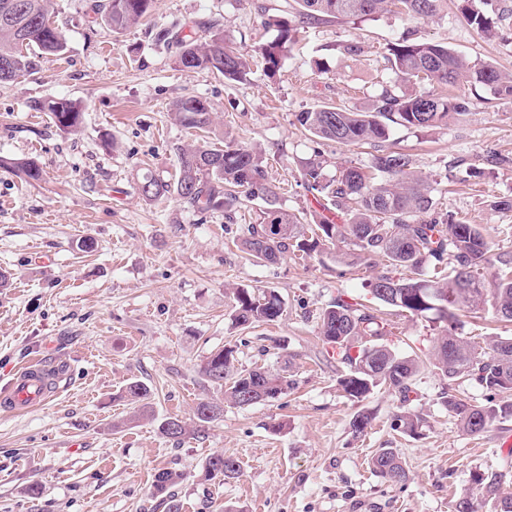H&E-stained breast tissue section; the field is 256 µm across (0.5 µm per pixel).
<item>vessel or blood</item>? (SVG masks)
<instances>
[{"label":"vessel or blood","instance_id":"vessel-or-blood-1","mask_svg":"<svg viewBox=\"0 0 512 512\" xmlns=\"http://www.w3.org/2000/svg\"><path fill=\"white\" fill-rule=\"evenodd\" d=\"M61 375L34 361L13 373L11 380L0 387V409L9 412H28L48 404Z\"/></svg>","mask_w":512,"mask_h":512}]
</instances>
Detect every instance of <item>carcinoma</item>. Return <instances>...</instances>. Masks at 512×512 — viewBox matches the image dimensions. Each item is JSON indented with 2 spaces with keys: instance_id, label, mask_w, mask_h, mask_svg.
Wrapping results in <instances>:
<instances>
[{
  "instance_id": "obj_1",
  "label": "carcinoma",
  "mask_w": 512,
  "mask_h": 512,
  "mask_svg": "<svg viewBox=\"0 0 512 512\" xmlns=\"http://www.w3.org/2000/svg\"><path fill=\"white\" fill-rule=\"evenodd\" d=\"M444 0H297L301 6L299 21L277 17L268 21L276 28L275 38L259 47V56L268 74L277 72L287 46L295 39L298 23L368 16L378 11L395 10L410 20L431 18ZM462 14L477 29L490 33L495 29L492 16L484 6L489 0H462ZM154 0H90L89 10L112 31L119 32L149 15ZM205 29L210 39L204 43L189 31L165 27L150 30L152 40L176 50L179 66L208 69L228 81H239L250 70L248 56L224 46V30L216 21ZM67 39L51 17L50 0H0V81H11L36 71L41 59L62 56ZM391 69L403 83L427 81L456 87L459 92L438 96L426 91L382 90L378 99L362 110L351 111L341 104H325L299 113L296 119L317 144H369L375 149L369 170L349 166L338 177H328L321 151L305 161L299 170L302 184L326 215L318 224H303L297 215L283 210L278 188L269 183L261 155L234 141L224 148H177L179 175L170 184L152 175L143 177L140 194L159 198L175 193L201 214L232 210L240 194L259 196L265 203L260 221L248 224L239 240L240 248L260 263L273 264L286 253L310 257L326 244L343 243L350 247L351 260L373 255L385 258L386 271L369 280L372 297L382 305L411 317L435 313L437 319L456 321L457 312L474 309L491 296L498 321L512 323V259H499L492 287L487 289L476 277L488 262L490 247L478 224L417 216L431 211L433 199L425 181L414 175L412 154L386 149L382 143L394 126L422 130L448 123L463 115L469 107L465 86L479 83L498 97H512V75L493 64H470L462 55L445 45L406 40L389 47ZM34 108L49 112L56 128L64 133L78 130L82 121L80 104L66 98L34 103ZM181 124L203 129L213 124L208 103L188 96L174 104ZM0 169L26 181H37L42 170L37 161L0 156ZM387 175L394 182H377L375 176ZM280 224L284 233L270 236L268 227ZM232 324L248 328L273 322L284 312L283 301L271 288H238L233 292ZM386 319L371 313L360 303L338 298L320 315V335L330 346L336 361L346 368L338 379L342 391L352 400L362 401L374 388L384 385L410 400L413 381L424 368L418 356L403 354L382 342ZM491 351L477 348L467 338L444 334L437 338L431 364L438 375L452 383L463 377L475 379L498 396L483 404H471L449 394L445 403L471 435L483 433L495 422L512 419V336H493ZM233 350L210 353L201 373L224 390L222 399H203L194 407L197 426L190 430L177 417L159 425L161 434L176 442L224 413V402L239 407L270 401L288 393L291 382L281 372L263 368L232 371ZM150 389L141 381L129 383L124 398L134 413H148ZM400 433L416 436L423 427L422 418L403 411L394 418ZM372 473L388 482L402 483L408 472L393 448H381L369 462ZM206 477L226 481L240 475L238 461L222 453L206 463ZM181 475L161 470L155 476V495L165 512H182V504L173 492Z\"/></svg>"
}]
</instances>
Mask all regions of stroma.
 <instances>
[{"mask_svg":"<svg viewBox=\"0 0 512 512\" xmlns=\"http://www.w3.org/2000/svg\"><path fill=\"white\" fill-rule=\"evenodd\" d=\"M88 5L52 0L67 53L0 83V156L33 159L42 169L31 182L0 170V272L10 276L0 288V384L36 359L63 373L46 406L0 411V512H158L153 483L161 469L181 473L174 491L183 512H455L463 496L477 512H497L498 496H512V454L501 450L512 419L472 436L448 411L444 393L471 403L489 393L470 378L447 383L429 367L445 323L431 314L387 316L389 342L426 362L405 406L424 420L418 436L391 427L405 408L398 394L381 386L357 402L338 385L344 367L327 352L319 316L339 297L376 308L365 285L382 271V257L346 273L339 243L305 261L256 263L233 241L256 223L261 199L243 196L232 211L203 217L176 194L148 199L138 185L147 173L176 181V146L220 148L231 139L262 154L284 210L312 213L317 204L299 169L313 144L299 112L323 103L360 110L383 88L398 89L387 47L409 32L512 74V19L488 35L466 23L461 0H445L424 21L381 11L305 23L275 76L254 60L246 80L229 82L181 68L147 36L148 24L198 21L196 37L205 41L204 22L217 19L226 44L253 56L275 36L267 20L295 15V0H155L149 23L119 33L101 23L94 38ZM352 41L361 54L343 52ZM465 92L469 109L459 119L393 127L386 145L413 154L436 213L481 225L495 252L512 256V210L494 206L512 198V99L480 84ZM187 96L210 104L213 135L176 119L172 105ZM60 97L81 102L78 132H60L50 113L32 108ZM84 238L94 250L78 249ZM247 286L275 289L282 317L234 327L232 291ZM455 331L480 343L506 329L487 300L463 311ZM223 346L236 369H287L290 390L249 407L225 404L203 437L164 438L160 422L193 424L195 404L219 396L200 367ZM137 380L151 390L150 412L140 418L119 397ZM361 411L373 420L356 435L350 421ZM381 448L396 449L406 482L372 474L368 461ZM215 453L238 460L239 478L206 480ZM478 473L498 476L497 496L473 484Z\"/></svg>","mask_w":512,"mask_h":512,"instance_id":"stroma-1","label":"stroma"}]
</instances>
